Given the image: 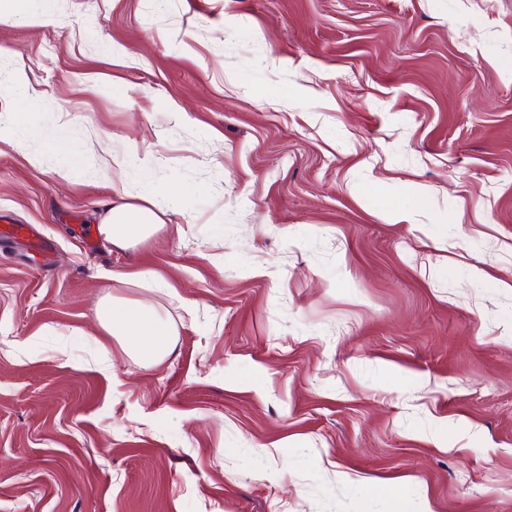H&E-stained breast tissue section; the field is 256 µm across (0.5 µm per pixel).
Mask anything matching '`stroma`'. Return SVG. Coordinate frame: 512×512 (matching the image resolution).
<instances>
[{
    "instance_id": "obj_1",
    "label": "stroma",
    "mask_w": 512,
    "mask_h": 512,
    "mask_svg": "<svg viewBox=\"0 0 512 512\" xmlns=\"http://www.w3.org/2000/svg\"><path fill=\"white\" fill-rule=\"evenodd\" d=\"M29 10L0 20V512H512V0ZM148 193L160 230L95 234ZM105 294L173 352L125 355ZM95 318L108 336L144 366L163 361L177 343L176 328L151 304L125 303L107 294L98 301Z\"/></svg>"
}]
</instances>
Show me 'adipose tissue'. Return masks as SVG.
<instances>
[{"mask_svg": "<svg viewBox=\"0 0 512 512\" xmlns=\"http://www.w3.org/2000/svg\"><path fill=\"white\" fill-rule=\"evenodd\" d=\"M157 224L150 207L116 202L109 206L97 231L114 246L125 248L149 237ZM95 318L107 335L145 366L163 361L177 343L176 328L147 303L130 304L107 295L98 301Z\"/></svg>", "mask_w": 512, "mask_h": 512, "instance_id": "obj_1", "label": "adipose tissue"}]
</instances>
